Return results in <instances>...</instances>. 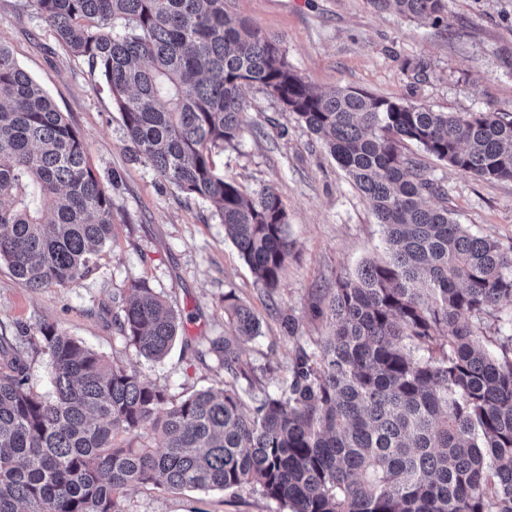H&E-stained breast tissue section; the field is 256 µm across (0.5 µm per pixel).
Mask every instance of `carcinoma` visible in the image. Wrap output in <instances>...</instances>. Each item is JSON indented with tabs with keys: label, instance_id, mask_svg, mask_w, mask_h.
<instances>
[{
	"label": "carcinoma",
	"instance_id": "cac0c4a2",
	"mask_svg": "<svg viewBox=\"0 0 512 512\" xmlns=\"http://www.w3.org/2000/svg\"><path fill=\"white\" fill-rule=\"evenodd\" d=\"M447 22L445 0H370ZM75 58L98 70L128 150L210 203L268 293L291 254L287 212L217 172L212 153L245 129L256 88L324 143L381 224L388 258L338 277L330 333L299 340L290 377L244 412L242 342L260 321L224 296L232 334L212 343L231 382L172 403L164 389L54 326L41 329L52 395L26 386L23 350L0 357V512H123L133 485L249 486L291 512H512V312L498 336L480 315L512 302V251L448 211L412 142L464 174L512 180V115L434 112L361 89L317 93L281 41L234 19L227 0H25ZM33 187L39 203L25 200ZM442 204L433 206L428 196ZM112 239V193L80 132L0 44V263L25 288L78 282ZM120 332L163 359L178 317L131 284ZM163 449L135 447L145 428ZM128 443H116L118 433Z\"/></svg>",
	"mask_w": 512,
	"mask_h": 512
}]
</instances>
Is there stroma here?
Returning <instances> with one entry per match:
<instances>
[{
	"mask_svg": "<svg viewBox=\"0 0 512 512\" xmlns=\"http://www.w3.org/2000/svg\"><path fill=\"white\" fill-rule=\"evenodd\" d=\"M446 3L444 27L376 10L369 0H230L228 10L279 38L289 66L316 91L358 88L436 112L512 113V0ZM0 43L69 114L90 166L113 181L112 239L88 276L32 291L0 264V336L36 338L41 326L55 325L178 402L229 380L211 343L232 330L224 312L232 292L260 320L259 336L242 345L253 378L237 384L245 410H253L288 375L295 343L281 329L283 316H294L304 336L328 335L312 305L327 298L337 277L382 257L381 227L368 201L321 141L264 93L246 90V129L213 159L248 191L274 187L286 207L294 247L267 294L208 203L186 198L131 160L97 71L68 54L21 0H0ZM403 150L447 190L459 223L512 249V181L460 173L410 142ZM134 281L160 293L181 321L172 350L157 362L137 356L118 329ZM120 504L123 512H287L248 487L139 485L127 488Z\"/></svg>",
	"mask_w": 512,
	"mask_h": 512,
	"instance_id": "stroma-1",
	"label": "stroma"
}]
</instances>
